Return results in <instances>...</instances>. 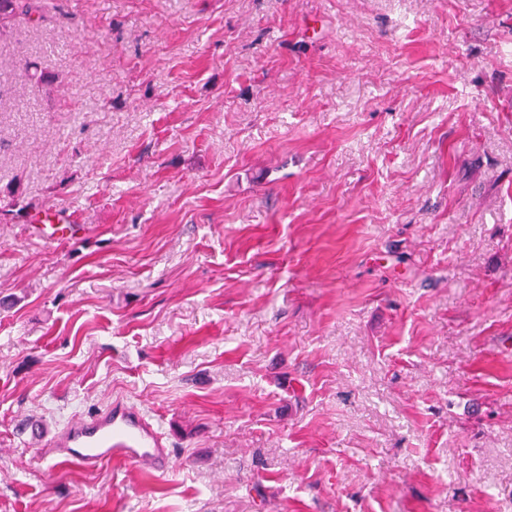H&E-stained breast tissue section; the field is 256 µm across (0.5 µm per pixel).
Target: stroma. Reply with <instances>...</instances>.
<instances>
[{
	"instance_id": "1",
	"label": "stroma",
	"mask_w": 512,
	"mask_h": 512,
	"mask_svg": "<svg viewBox=\"0 0 512 512\" xmlns=\"http://www.w3.org/2000/svg\"><path fill=\"white\" fill-rule=\"evenodd\" d=\"M30 2L0 512H512V0ZM114 395L169 472L39 457Z\"/></svg>"
}]
</instances>
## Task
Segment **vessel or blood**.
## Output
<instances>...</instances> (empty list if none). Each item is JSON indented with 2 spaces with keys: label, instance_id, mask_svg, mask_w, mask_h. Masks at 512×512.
Returning a JSON list of instances; mask_svg holds the SVG:
<instances>
[{
  "label": "vessel or blood",
  "instance_id": "vessel-or-blood-1",
  "mask_svg": "<svg viewBox=\"0 0 512 512\" xmlns=\"http://www.w3.org/2000/svg\"><path fill=\"white\" fill-rule=\"evenodd\" d=\"M43 450L88 471L111 461L166 472L174 458L170 438L159 424L120 396L56 430Z\"/></svg>",
  "mask_w": 512,
  "mask_h": 512
}]
</instances>
